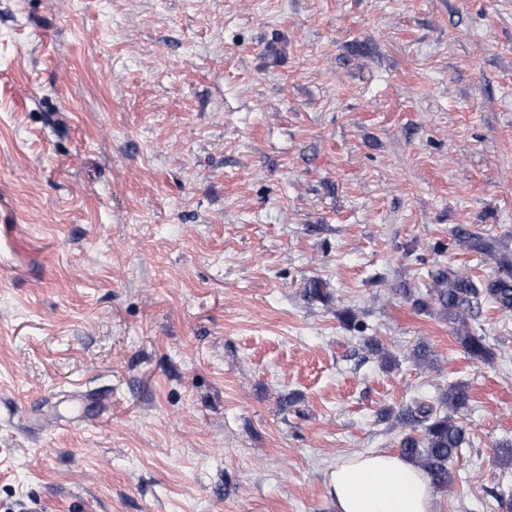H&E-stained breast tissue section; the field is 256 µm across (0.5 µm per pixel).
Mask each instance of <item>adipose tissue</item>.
<instances>
[{"label":"adipose tissue","instance_id":"ef3b65f1","mask_svg":"<svg viewBox=\"0 0 512 512\" xmlns=\"http://www.w3.org/2000/svg\"><path fill=\"white\" fill-rule=\"evenodd\" d=\"M329 488L336 512H436L430 478L388 449L339 460Z\"/></svg>","mask_w":512,"mask_h":512}]
</instances>
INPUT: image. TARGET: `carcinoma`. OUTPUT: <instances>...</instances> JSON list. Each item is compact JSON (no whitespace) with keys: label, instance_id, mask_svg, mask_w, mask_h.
I'll use <instances>...</instances> for the list:
<instances>
[{"label":"carcinoma","instance_id":"obj_1","mask_svg":"<svg viewBox=\"0 0 512 512\" xmlns=\"http://www.w3.org/2000/svg\"><path fill=\"white\" fill-rule=\"evenodd\" d=\"M457 236L477 254L491 256L496 252V240L492 238L463 227L457 229ZM496 262L498 275L480 283L469 276L433 267L428 273V298L413 301L414 307L426 312L436 308L441 314L463 323L487 301L502 315L512 316V254H503ZM460 340L472 358L488 360L493 357L483 337L466 331ZM468 402L465 387L453 383L443 395L442 408L418 401L399 415L402 423L410 426V431L399 439L401 454L421 467L439 490L451 484L450 466L467 443V426L455 419L454 413Z\"/></svg>","mask_w":512,"mask_h":512}]
</instances>
